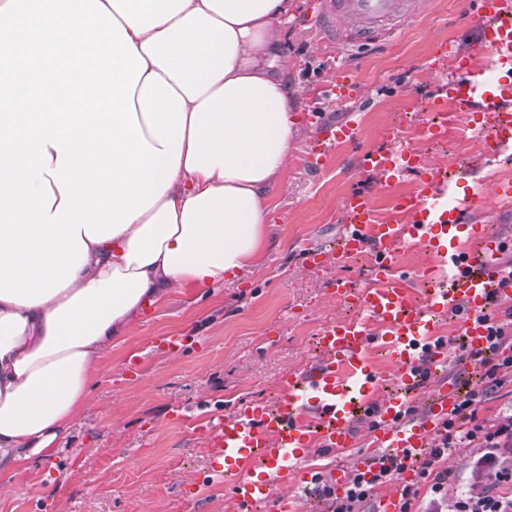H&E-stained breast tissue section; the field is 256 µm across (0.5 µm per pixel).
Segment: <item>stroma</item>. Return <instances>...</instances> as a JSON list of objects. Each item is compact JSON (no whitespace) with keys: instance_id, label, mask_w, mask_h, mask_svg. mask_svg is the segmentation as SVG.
Instances as JSON below:
<instances>
[{"instance_id":"stroma-1","label":"stroma","mask_w":512,"mask_h":512,"mask_svg":"<svg viewBox=\"0 0 512 512\" xmlns=\"http://www.w3.org/2000/svg\"><path fill=\"white\" fill-rule=\"evenodd\" d=\"M320 0H297L285 33L288 72L302 116L288 171L274 194V222L262 266L251 276L198 298L172 293L153 305L99 362L94 403L72 424L58 456L15 476H0V512H235L223 477L210 476L202 428L215 413L276 401L282 374L309 368L318 358L316 334L332 319L358 312L337 302L332 280L363 285L372 253L346 265L313 269L309 250L332 245L344 226L343 202L357 192L372 199L378 219L393 218L395 198L415 190L418 177L380 182L360 166L362 155L400 143L429 167L464 174L477 194L467 218L512 241V207L499 205L489 187L512 179V159L484 157L464 114L438 106V84L449 67L439 45L469 50L481 31L467 0L431 5L385 46L341 55L326 49L314 24ZM352 70L350 100L340 105L322 86L339 66ZM357 121L359 137L337 144L321 169L303 159L309 143L330 124ZM447 127L444 142L429 139L431 123ZM399 140H390L389 130ZM434 258L425 246L400 250L399 270L425 304ZM163 336H183L178 355L159 349ZM356 445L343 454L317 449L307 466L333 465L355 472L372 433L362 422Z\"/></svg>"}]
</instances>
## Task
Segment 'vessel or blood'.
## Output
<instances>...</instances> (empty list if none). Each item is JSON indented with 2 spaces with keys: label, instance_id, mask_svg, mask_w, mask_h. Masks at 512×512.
Segmentation results:
<instances>
[{
  "label": "vessel or blood",
  "instance_id": "obj_1",
  "mask_svg": "<svg viewBox=\"0 0 512 512\" xmlns=\"http://www.w3.org/2000/svg\"><path fill=\"white\" fill-rule=\"evenodd\" d=\"M427 5L428 0H320L315 20L328 42L345 50L392 36ZM472 18L484 38L466 52L442 46L452 78L442 84L439 101L468 112L470 129L480 137L484 153L499 154L512 149V0H474ZM357 134L353 122L326 128L314 157H323L337 142ZM360 164L388 184L406 172H419L420 188L398 198L396 218L388 222L377 220L365 196L354 193L345 199L347 222L337 249L314 252L306 261L317 267L346 263L373 250L371 283L357 289L339 279L332 288L336 298L359 309L360 319L331 320L321 327L319 361L308 371L284 374L279 401L255 403L231 417H209L204 433L211 471L230 477L237 512H267L272 505L277 512H294L288 503H275V481L292 473L314 449L338 452L351 447L352 424L370 406L379 408L374 453L412 456L429 447L458 398L455 385L440 383L428 397L423 418L405 414L409 392L425 385L416 370L417 354L428 352L437 366L445 363L454 342L442 336L436 314L463 313L459 341L466 349L478 350L487 344L482 316L492 300L512 299L497 264L498 237L475 224L467 244L458 240L465 206L449 201L455 183L422 167L415 151L403 146L367 152ZM404 243L430 247L439 267V286L431 290L424 309L413 302L396 273ZM373 341L392 361V389L384 395L365 355ZM307 479L325 484L337 496L349 485L340 469L312 471Z\"/></svg>",
  "mask_w": 512,
  "mask_h": 512
}]
</instances>
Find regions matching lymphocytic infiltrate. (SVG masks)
Masks as SVG:
<instances>
[{
	"label": "lymphocytic infiltrate",
	"mask_w": 512,
	"mask_h": 512,
	"mask_svg": "<svg viewBox=\"0 0 512 512\" xmlns=\"http://www.w3.org/2000/svg\"><path fill=\"white\" fill-rule=\"evenodd\" d=\"M487 345L449 357L448 368L471 365L475 378L467 382L454 408L417 459L416 481L402 486L399 512H512V414L487 425L479 414L505 383L512 381V310L498 316L485 313ZM463 455L465 475L451 477L442 460ZM401 458L382 456L370 479L355 475L344 496L320 488L327 512H361L363 503L392 483L403 470ZM456 493H449V480Z\"/></svg>",
	"instance_id": "1"
}]
</instances>
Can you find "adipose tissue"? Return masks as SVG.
I'll use <instances>...</instances> for the list:
<instances>
[{
    "label": "adipose tissue",
    "instance_id": "1",
    "mask_svg": "<svg viewBox=\"0 0 512 512\" xmlns=\"http://www.w3.org/2000/svg\"><path fill=\"white\" fill-rule=\"evenodd\" d=\"M292 0H0V475L54 458L146 306L260 266Z\"/></svg>",
    "mask_w": 512,
    "mask_h": 512
}]
</instances>
